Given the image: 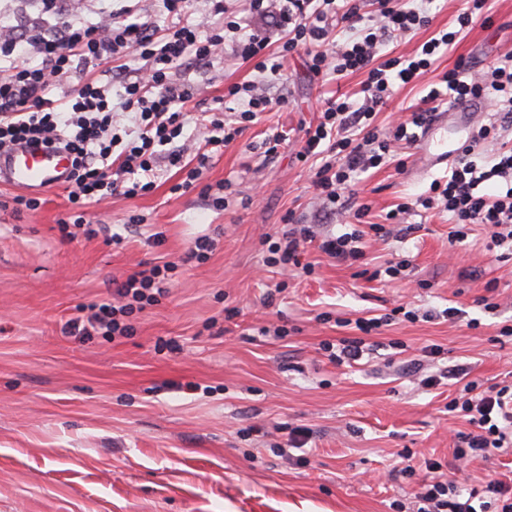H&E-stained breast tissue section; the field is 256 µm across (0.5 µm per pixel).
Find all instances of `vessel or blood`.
<instances>
[{
	"label": "vessel or blood",
	"instance_id": "b4317fda",
	"mask_svg": "<svg viewBox=\"0 0 512 512\" xmlns=\"http://www.w3.org/2000/svg\"><path fill=\"white\" fill-rule=\"evenodd\" d=\"M483 100L471 99L450 104L447 111L434 114L417 138L418 153L428 167L452 163L461 154L463 143H449L446 130L449 115H456L461 126H469L473 116L483 113ZM71 157L63 150L41 144L24 145L0 152V178L9 185L42 191L66 185Z\"/></svg>",
	"mask_w": 512,
	"mask_h": 512
}]
</instances>
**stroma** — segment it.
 Segmentation results:
<instances>
[{"label":"stroma","instance_id":"stroma-1","mask_svg":"<svg viewBox=\"0 0 512 512\" xmlns=\"http://www.w3.org/2000/svg\"><path fill=\"white\" fill-rule=\"evenodd\" d=\"M468 0H432V25L380 46L378 59L411 56L441 29L456 28ZM512 56V0H486L458 43L440 51L430 71L397 90L374 124L423 107L441 73L482 69ZM306 50L263 81L284 108L266 113L207 164L193 153L184 168L160 166L153 189L78 211L64 188L40 192L37 210H16V188L0 182V512H395L409 506L427 478L389 479L402 455L450 457L456 435L469 431L449 415L450 388L419 384L420 375L466 368L492 385L512 382V255L487 247L474 226L467 240L448 242V216L420 210L418 229L396 241L370 242L347 266L318 251L311 276L266 266L264 235L285 214L319 232L339 233L352 213L327 212L295 148L316 125L325 98H361L364 73L325 78L308 67ZM195 109L184 134L196 139L202 111L235 83L259 78L225 49L223 64L187 71ZM289 143L274 160L253 152L274 131ZM415 149L362 174L359 202L368 222L397 204L427 195L447 171L419 173ZM213 185L231 181L224 209L191 190L172 193L187 168ZM249 206H241L243 197ZM84 216L101 225L92 239L71 241L60 222ZM164 235L162 244L150 234ZM120 243H113V234ZM216 248L202 263H182L193 239ZM410 257L404 279L369 273ZM176 263L168 297L135 314L132 335L80 342L62 332L80 307L108 301L144 264ZM283 293H276L278 283ZM497 313L485 312L482 298ZM404 305L461 311L448 321L404 320L371 335L373 350L353 366L331 363L323 343L354 336L352 320ZM478 328H468L470 319ZM286 326L284 336L273 328ZM439 345L440 354L425 349ZM306 426L305 447L288 432Z\"/></svg>","mask_w":512,"mask_h":512}]
</instances>
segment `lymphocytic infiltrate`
<instances>
[{
	"label": "lymphocytic infiltrate",
	"mask_w": 512,
	"mask_h": 512,
	"mask_svg": "<svg viewBox=\"0 0 512 512\" xmlns=\"http://www.w3.org/2000/svg\"><path fill=\"white\" fill-rule=\"evenodd\" d=\"M42 2L45 12L55 15L53 24H17L0 32V150L41 141L68 151L72 156L68 199L76 207L98 205L118 192L129 197L145 193L152 184L144 176L156 169L159 159H167L173 167L181 164L188 147L180 139L193 93L187 83L175 79L176 68L214 63L223 58L224 45L230 41L242 62L252 64L257 72L276 75L288 55L308 47L309 67L315 75L366 74L358 102L342 96L326 99L319 123L308 130L296 153L302 162L322 157V164L310 170L317 196L329 210L353 212L355 221L340 234L322 238L312 226L284 224L278 241L268 247V264L312 273L313 265L304 255L313 242L338 263L354 264L364 255L367 233L383 241L406 238L416 230L406 223V216L416 208L435 206L453 221L449 242L465 240L469 225L480 224L487 229L492 247L512 251V148L499 147L491 160H484L495 138L493 126L478 127L448 181L433 183L429 196L416 203L398 204L370 230L358 226L369 212L368 205H354L345 195L360 174L384 165L401 143L413 142V128L431 118L429 110L420 108L386 133H379L373 124L396 85L409 84L430 70L435 56L457 39L456 31L442 30L414 56L375 63L381 42L429 27L427 9L405 7L403 0H376V11L367 18L360 0H250L254 13L273 18L279 34L274 42L269 36L247 32L240 20L227 16L224 0H210L209 14L198 17L191 15L189 0H161L166 18L162 25L126 21L130 12L126 6L88 21L58 16L60 0ZM340 24L357 29V37L331 41L334 26ZM132 54L142 61L137 76L113 72L114 63ZM71 76L78 79L76 89L56 96L58 81ZM439 81L440 88L429 91V101L443 96L452 102L481 97L502 122L512 123V57L484 71L461 66L442 73ZM225 98L234 102V109L214 108L202 137L208 153L214 155L241 135L246 124L287 103L286 98L268 96L255 81L231 85ZM486 182L493 185V193L483 192ZM173 269L166 263L134 272L118 288L117 303H103L88 317L69 319L63 333L82 339L128 335L127 317L168 294ZM448 377L455 382L448 410L468 421L471 430L458 434L448 461L425 458L419 465L400 469L403 477L420 467L432 475L415 494L416 512H512V482L489 478L484 487L487 499L481 502L476 492H463L454 478L471 461L496 454L512 456V383L486 387L459 369L449 370Z\"/></svg>",
	"instance_id": "lymphocytic-infiltrate-1"
}]
</instances>
